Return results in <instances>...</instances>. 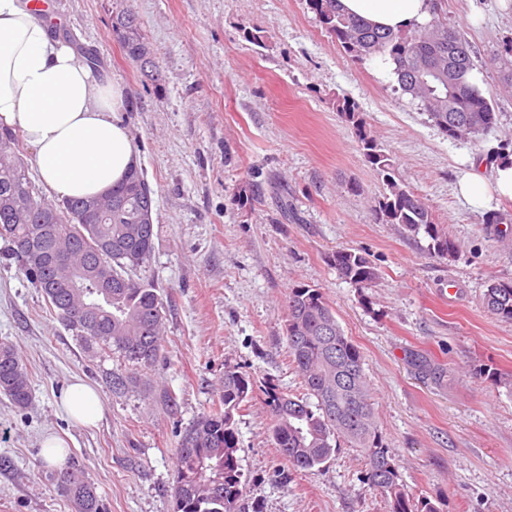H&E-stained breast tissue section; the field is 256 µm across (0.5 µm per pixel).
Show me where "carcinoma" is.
Here are the masks:
<instances>
[{
    "mask_svg": "<svg viewBox=\"0 0 512 512\" xmlns=\"http://www.w3.org/2000/svg\"><path fill=\"white\" fill-rule=\"evenodd\" d=\"M442 3L435 0L427 22L409 33H394L341 12L338 0H307L347 54L359 61L389 55L398 87L418 101L433 125L450 139H471L493 128L499 113L473 84L472 49L443 20ZM117 25L126 55L147 60L149 51L134 15L125 14ZM434 62L442 66L439 77L430 74ZM450 74L457 75L452 91ZM337 110L353 124L364 156L386 182L388 193L375 204L378 218L401 225L412 238L424 237L429 255L455 258L459 244L423 199L398 181L391 156L367 132L355 103L344 98ZM21 152L19 135L0 127V238L8 256L87 352L117 353L132 365L151 366L165 346L166 307L156 288L134 278L154 251V225L140 222L141 214L154 208V191L143 172H132L112 189L116 206L111 213L87 216L82 199L57 204L36 197ZM100 261L108 265L112 287L83 281L76 288L64 285ZM331 266L339 279L359 289L370 287L377 276L368 254L356 250L337 251ZM283 304L288 354L306 393L292 396L273 379L261 389L281 456L296 469L311 470L346 443L362 449L366 463L361 479L381 496L386 512H441L431 500L408 492L396 453L377 428L363 356L345 336L321 289L296 285ZM483 304L495 319L512 322V280L489 282ZM1 393L20 409L33 398L28 374L7 340L0 341ZM254 393L252 379L234 366L225 367L212 410L186 429L176 448L173 512H242L246 485L234 412ZM48 478L72 512H103L82 466L73 463Z\"/></svg>",
    "mask_w": 512,
    "mask_h": 512,
    "instance_id": "carcinoma-1",
    "label": "carcinoma"
}]
</instances>
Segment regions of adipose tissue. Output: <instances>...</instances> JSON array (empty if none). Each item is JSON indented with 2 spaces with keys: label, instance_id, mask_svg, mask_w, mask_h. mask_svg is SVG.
Segmentation results:
<instances>
[{
  "label": "adipose tissue",
  "instance_id": "adipose-tissue-1",
  "mask_svg": "<svg viewBox=\"0 0 512 512\" xmlns=\"http://www.w3.org/2000/svg\"><path fill=\"white\" fill-rule=\"evenodd\" d=\"M371 24L407 29L429 16L432 0H339ZM120 84L93 74L85 59L32 11L29 0H0V123L19 128L35 150L41 180L55 194L95 197L138 168ZM59 407L75 423L101 418L97 392L71 383Z\"/></svg>",
  "mask_w": 512,
  "mask_h": 512
}]
</instances>
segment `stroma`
<instances>
[{
	"label": "stroma",
	"instance_id": "obj_1",
	"mask_svg": "<svg viewBox=\"0 0 512 512\" xmlns=\"http://www.w3.org/2000/svg\"><path fill=\"white\" fill-rule=\"evenodd\" d=\"M443 18L474 55L473 77L500 117L455 141L403 94L385 56L353 61L306 0H50V25L125 91L118 121L154 190L155 249L137 278L166 304L163 353L149 367L86 352L14 261L0 257V339L12 341L31 404L0 398V512H71L46 480V435L85 465L105 512H172L174 454L216 400L225 366L256 384L304 388L288 356V288L321 289L364 358L378 430L408 491L441 512H512V323L487 313L488 281L512 280V199L493 164L512 153V0H444ZM133 13L161 79L128 58L115 23ZM359 107L396 172L461 249L439 260L371 209L387 187L336 101ZM479 172L483 207L461 180ZM369 254L359 290L330 264ZM431 372H422L421 363ZM127 377L111 390L109 373ZM82 378L102 418L76 424L57 405ZM247 512H385L361 482V449L293 469L262 396L234 415Z\"/></svg>",
	"mask_w": 512,
	"mask_h": 512
}]
</instances>
